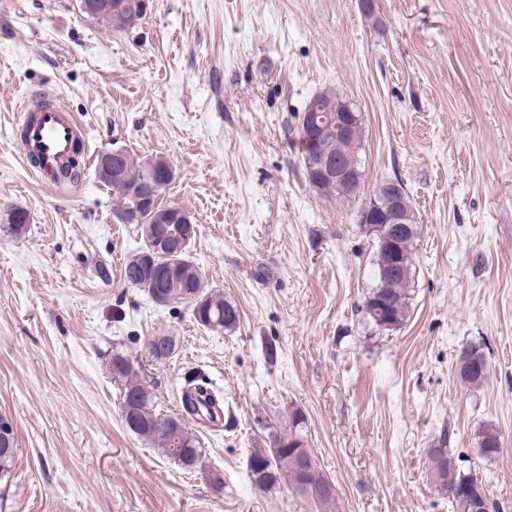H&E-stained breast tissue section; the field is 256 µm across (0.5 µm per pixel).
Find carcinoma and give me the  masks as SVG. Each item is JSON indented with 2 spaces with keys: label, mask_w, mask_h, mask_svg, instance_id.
<instances>
[{
  "label": "carcinoma",
  "mask_w": 512,
  "mask_h": 512,
  "mask_svg": "<svg viewBox=\"0 0 512 512\" xmlns=\"http://www.w3.org/2000/svg\"><path fill=\"white\" fill-rule=\"evenodd\" d=\"M109 26L118 31L132 29L136 26L134 15L112 9L109 14L99 16ZM318 100L329 113L342 112L347 100L334 91H323L316 94ZM363 142V116H358L352 136L349 139H332L324 143V149L334 156L338 162L351 172L362 175L360 153ZM399 187L405 229L400 238V264L396 266L390 286L384 289L373 287L364 299L361 312L376 326L386 330L401 327L409 315L410 288L414 276L413 246L418 235L419 224L410 205L404 183L397 177L393 178ZM157 184L153 198L144 211L141 212V229L145 246L139 253L154 252V263L138 268H124V280L129 285L147 292L149 297L158 294L168 305L186 301L192 304L194 322L203 329L218 332L233 330L239 323V311L236 305L226 299L221 293L205 289L199 267L189 256L190 248H185L177 255V259L169 258V252L158 249L157 236L150 235L147 227H167L171 230L180 224V207L166 205L161 200V194L167 184L162 182L158 168L141 164L130 152H125V159L117 174L107 185L115 193L116 209L134 205L131 193L148 190L151 184ZM319 195L328 199L349 201L353 194L342 184L328 182L322 186ZM163 242L167 238L159 239ZM394 256L381 244H376L373 260L374 279H379L382 270L393 266ZM153 344L152 358L158 362L167 361L175 356L178 340L165 332L147 340ZM112 377L123 381V396L121 411L127 412L130 400L138 402L139 422L133 426L129 420H124L126 427L138 437L150 442L165 456L179 467L192 471L202 462L203 448L197 436L186 427L184 418L172 415H162L156 412L154 404L155 393L152 385L148 384L141 369L126 355L116 352L112 354L110 364ZM488 373V360L481 349L468 346L462 350L458 359V374L461 380L470 385L483 382ZM192 390L197 394L193 401L183 397V411L199 419L217 423L221 415L213 411L218 406L208 388L198 384V379H188ZM291 427L283 434L278 442L267 449V454L259 457L260 464H254L249 459V470L255 485L265 490L280 482H285L299 497H304L301 483L305 482L308 474L304 461L312 458L302 435L304 416L294 410L290 415ZM448 435H443L441 444L429 449L428 458L431 464L432 478L436 486L448 494L453 512H469L479 501H489L487 491L478 488L477 483L470 481L467 474L456 469L454 461L448 455ZM478 453L484 458L491 459L501 453V442L497 431L487 428L479 436ZM18 457L16 434L0 435V482H9L14 477Z\"/></svg>",
  "instance_id": "1"
}]
</instances>
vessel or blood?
<instances>
[{
  "instance_id": "1",
  "label": "vessel or blood",
  "mask_w": 512,
  "mask_h": 512,
  "mask_svg": "<svg viewBox=\"0 0 512 512\" xmlns=\"http://www.w3.org/2000/svg\"><path fill=\"white\" fill-rule=\"evenodd\" d=\"M21 132L24 160H37L34 170L44 185L57 183V172L69 162L76 141L85 139L86 130L77 117L56 99L43 104H24L14 122Z\"/></svg>"
}]
</instances>
